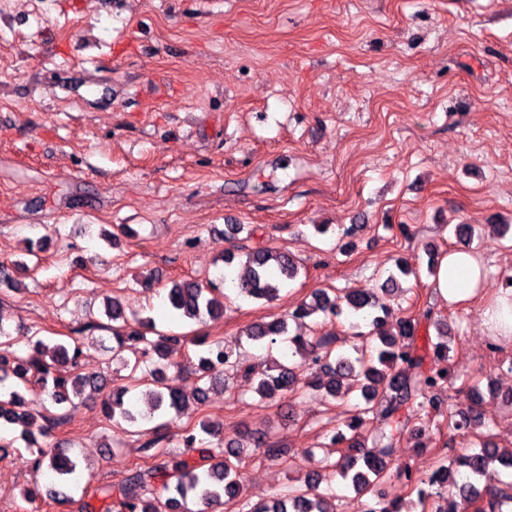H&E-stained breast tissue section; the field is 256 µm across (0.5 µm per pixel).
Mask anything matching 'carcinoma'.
Masks as SVG:
<instances>
[{
    "label": "carcinoma",
    "mask_w": 512,
    "mask_h": 512,
    "mask_svg": "<svg viewBox=\"0 0 512 512\" xmlns=\"http://www.w3.org/2000/svg\"><path fill=\"white\" fill-rule=\"evenodd\" d=\"M235 254L224 255V274L218 283L194 280H173L167 294V304L180 319L198 320L206 315L224 313V299L218 284L226 283L236 295L245 299L271 301L279 297L282 286L294 280L299 268L287 253L261 248L245 254L246 273L235 278L229 271ZM415 271L396 263V271H388L380 288L359 292H328L317 289L308 301L299 302L282 318L249 325L244 335L266 351L265 368L245 367L238 356L220 341L199 337L194 345L197 366L192 371L211 385L232 377L258 380L255 392L260 403L268 404L277 398L293 395L305 388L319 391L334 399L355 394L359 398L356 410L336 428L326 443L328 448L340 449L339 458L322 471L299 466L298 486L276 494L268 503H250L244 499L243 482L238 469L242 448L224 444L219 424L208 417L197 424L181 429L180 443L186 452H197L201 459L211 462L205 467L189 462L182 455H172L162 449L164 430L189 405L206 404L208 389L198 387L188 397L178 384L182 367L166 361L167 353L182 346L184 337L156 333L154 321L132 315L128 321L124 305L114 298L105 305V316L112 330V359L118 361L128 374L112 392L102 399L106 417L113 423L134 425L160 418L155 437L142 444L146 458L156 460L147 469L129 471L117 484L112 505L106 512H215L226 503L237 502L241 512H332L327 494L321 484H330L340 477L363 498L362 512H411L406 500L388 498L380 486L392 478L405 482L416 493L420 512H448V508L431 501L452 494L457 497L453 509L467 512H502V505L512 504V482L484 490L476 486L491 463L512 469V452H499L496 446L484 441L479 448L471 446L456 458H440L427 474H414L409 468L392 471L395 449L405 438L416 439L419 448L434 446L440 434V424L447 423L448 431L463 439L479 436V416L475 406L459 410L444 402L442 393L451 380L468 386L477 398L482 396L478 384L466 374L452 376L444 365L448 356V332L440 320H432L426 309L422 318L432 322L436 337L426 336L417 345L419 319L399 309L394 331L385 330V320L391 315L398 290V277ZM316 314L334 317L347 325L346 334L352 338L350 348L338 345V338L327 333L319 336L315 329L290 333L289 321L298 325ZM24 343L29 354L21 356L12 347ZM143 344L140 357L130 361L122 352L135 344ZM84 337L72 336L70 343L50 345L38 332L12 336L0 322V428L19 426L33 456L35 470L47 469L52 487L46 495L54 501L75 503L73 497L61 491L63 487H78L76 475L79 463L75 456L62 448L48 450L38 443L35 435L47 436L67 421V414L35 417L25 409V393L38 390L52 403L62 405L85 390L102 392L107 380L97 374L79 370ZM300 357V361L293 357ZM145 387L142 397L150 404V412L137 409L136 390ZM371 433L378 452L364 450L359 437ZM193 503L197 510L188 508Z\"/></svg>",
    "instance_id": "obj_1"
}]
</instances>
